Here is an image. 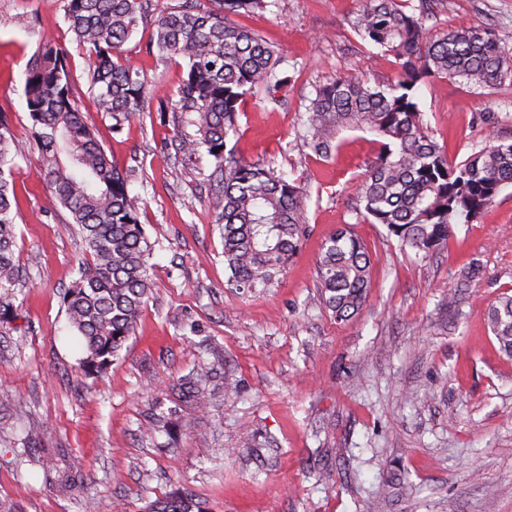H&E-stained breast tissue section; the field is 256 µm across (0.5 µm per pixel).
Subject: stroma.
Wrapping results in <instances>:
<instances>
[{
    "label": "stroma",
    "instance_id": "1",
    "mask_svg": "<svg viewBox=\"0 0 512 512\" xmlns=\"http://www.w3.org/2000/svg\"><path fill=\"white\" fill-rule=\"evenodd\" d=\"M362 0H273L242 25L279 48L295 81L282 103L247 97L235 141L245 160L277 169L306 193L308 233L274 287L227 288L207 206V155L173 158L172 116L146 112L113 134L86 90L89 61L61 0H0V112L11 117L17 248L23 275L0 317V512H145L175 491L207 512H512V360L485 315L512 293V186L476 221L457 224L426 261L356 214L378 146L346 129L330 158L302 139L316 85L351 69L370 85L389 58L349 25ZM512 32V0H443L439 34L461 24ZM150 29L123 47L173 99L183 65L149 52ZM68 52L77 102L142 199L153 286L134 335L97 377L82 367L63 293L82 247L48 200L24 97L43 42ZM436 140L464 160L488 138L512 142V84L477 88L441 76L420 84ZM483 112L502 122H479ZM349 226L371 256L369 297L335 320L312 305L325 240ZM202 375L205 411L188 377ZM234 381L235 391L225 389Z\"/></svg>",
    "mask_w": 512,
    "mask_h": 512
}]
</instances>
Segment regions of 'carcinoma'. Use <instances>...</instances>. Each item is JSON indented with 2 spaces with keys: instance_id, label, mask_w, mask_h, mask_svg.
Returning a JSON list of instances; mask_svg holds the SVG:
<instances>
[{
  "instance_id": "1",
  "label": "carcinoma",
  "mask_w": 512,
  "mask_h": 512,
  "mask_svg": "<svg viewBox=\"0 0 512 512\" xmlns=\"http://www.w3.org/2000/svg\"><path fill=\"white\" fill-rule=\"evenodd\" d=\"M65 19L89 60L87 90L96 111L123 131L148 109L147 78L121 57L139 28L152 26L151 46L161 59L186 62L175 99L158 112L177 118L176 153L206 151L213 163L209 209L224 247L227 287L271 288L306 234L302 187L283 174L238 155L240 107L263 87L269 104L291 83L282 75L279 50L234 17L262 11L267 0H181L151 13L150 0H62ZM434 0L406 10L403 0H363L350 20L360 39L392 58L395 81L371 86L351 71L315 89L306 106V142L319 157L337 149V134L357 127L382 138L376 160L359 187L361 216L386 226L404 248L425 259L447 244L453 225L469 224L512 184V143L492 139L461 164L429 134L415 97L423 79L441 75L475 87L512 81V35L493 27L460 25L441 36L426 25ZM24 95L43 157L41 177L51 203L66 209L80 228L86 259L66 292L70 327L80 336L83 365L104 370L134 334L151 292V246L140 222L141 199L128 175L112 162L75 99L67 54L46 43L29 60ZM11 120L0 113V311L13 306L16 203ZM191 127L192 132L184 131ZM371 259L361 239L346 229L325 241L317 261L314 305L338 320L366 302ZM487 325L499 352L512 358V295L488 308ZM147 512H206L189 493L158 499Z\"/></svg>"
}]
</instances>
